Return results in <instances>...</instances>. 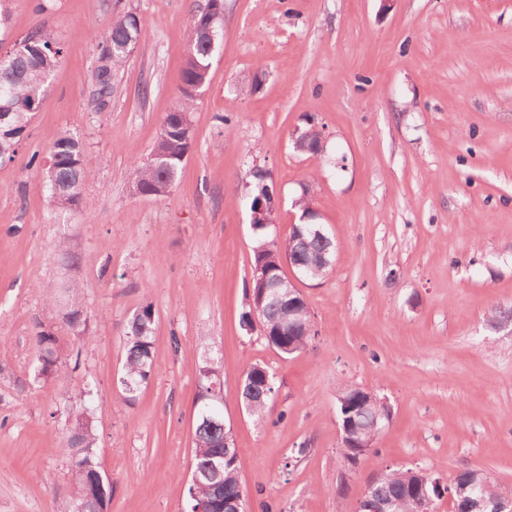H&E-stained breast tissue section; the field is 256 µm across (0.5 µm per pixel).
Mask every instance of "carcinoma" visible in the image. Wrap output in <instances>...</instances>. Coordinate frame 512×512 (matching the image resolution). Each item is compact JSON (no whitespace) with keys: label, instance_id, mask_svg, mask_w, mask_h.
I'll list each match as a JSON object with an SVG mask.
<instances>
[{"label":"carcinoma","instance_id":"carcinoma-1","mask_svg":"<svg viewBox=\"0 0 512 512\" xmlns=\"http://www.w3.org/2000/svg\"><path fill=\"white\" fill-rule=\"evenodd\" d=\"M223 35V18L211 13L210 5L197 10L186 37V56L181 72L180 95L162 120L159 137L153 147L158 156H148L134 166V185L145 197L162 200L175 187L183 157L189 153L193 132L190 114L200 99L209 80L212 55L208 52L207 31ZM147 37V29L133 12H121L112 18L109 29L98 43L101 65L94 71V80L101 105L112 97L113 71L127 61L132 46ZM30 45L16 48L0 58V114L9 118L0 121V160L10 157L23 140L24 132L42 101L46 83L60 62L64 47L54 32L43 27L28 38ZM41 169V180L49 192L53 206L62 211L78 209L81 188L86 178L85 150L80 139L68 132L53 142L49 156H33ZM252 267L261 270L267 282L283 279L280 259L292 260L307 268L308 281L322 279L329 267L322 258L332 259L336 241L329 230L314 236L303 232L298 239L291 229L283 240H271L270 232L259 226L254 228ZM263 285L252 281L245 295L242 320L256 316L264 330L263 339L285 356L305 349L315 337L314 321L306 302L288 301L286 298H262ZM71 303L61 314L62 323L76 336L84 334L85 318L78 295L79 284L68 288ZM155 312L153 304L145 303L129 322L124 338L123 372L118 378V389L127 402L136 400L142 387L153 373L155 357ZM40 350L38 375L58 374L65 366L59 338L50 330H40L34 336ZM222 389V358L218 355L200 356L196 401L202 403ZM275 393V376L265 366L253 364L244 372L240 405L245 411L262 419ZM360 391L348 388L338 402V413H353L354 427L361 433L379 430L389 413L380 404L370 410H353ZM94 407L91 402L76 416L65 444L72 458L73 504L77 512H106L112 496V484L102 473L96 455L97 435L94 425ZM224 422L196 415L193 430V470L195 481L188 485L187 493L207 503L209 512H230L232 504L240 502L241 512H247L246 499L238 479V454L224 455ZM222 458L219 471L211 463ZM471 470L460 472L454 479L451 492L454 500L450 512H460L463 503L457 491L471 482ZM431 476L411 468L387 469L368 485L367 494L378 503L405 499L406 512H434L436 497L421 494L423 484Z\"/></svg>","mask_w":512,"mask_h":512}]
</instances>
